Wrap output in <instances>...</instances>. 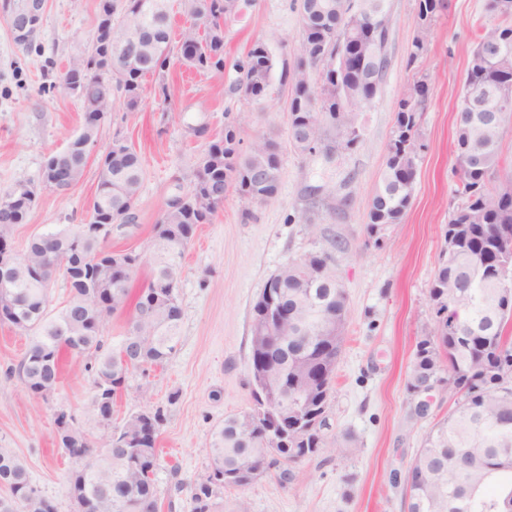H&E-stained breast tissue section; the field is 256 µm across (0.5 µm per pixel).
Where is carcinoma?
Masks as SVG:
<instances>
[{
  "instance_id": "carcinoma-1",
  "label": "carcinoma",
  "mask_w": 512,
  "mask_h": 512,
  "mask_svg": "<svg viewBox=\"0 0 512 512\" xmlns=\"http://www.w3.org/2000/svg\"><path fill=\"white\" fill-rule=\"evenodd\" d=\"M112 3V12L121 19L112 25L114 49H119L129 28L143 19L152 47L128 62V72L104 78L86 89L87 103L100 108L84 117L83 126L99 136L112 94L129 99L142 91V80L153 76L164 81L171 59L186 67L221 73L224 70V20L239 9L236 0H184V11L194 20H204L208 28L200 38L191 29L183 30V43L171 48L170 13L161 11L159 0H146L143 13L118 8L119 0H99L98 8ZM302 42L309 54L297 64L289 104L290 139L301 154L318 146L348 144L359 136L348 137L359 122L357 110L374 95L372 72L367 56L386 50L387 40L377 31L373 14L385 0H354V10L341 8L342 0H297ZM165 56L161 64L150 62L154 52ZM322 52L345 57L350 71L343 80L349 90L352 108L336 112L335 74L325 73L318 86L310 84L307 67L313 56ZM239 76H247L252 87L246 94L255 97L256 89H268L273 70L257 61L251 48L236 66ZM512 77V52L486 68L468 71L465 85L478 83L487 89ZM326 107L325 118L317 117L316 106ZM505 126L493 112L460 109L455 131L454 190L459 203L448 220L453 247L439 268L430 298L436 306L435 334L416 345L415 363L407 383L414 395L423 385L448 382L461 392L456 409L427 435L414 459L421 478L408 484V512H512V337L507 324L512 322V305L503 309L497 303L500 269L486 266L480 255L490 254L503 228L512 232V193L496 196L484 188L488 177L504 166L500 151ZM64 162L81 180L86 159L70 142ZM471 154L481 159L476 169L466 168ZM418 158L408 156L397 141L388 145L381 185L374 193L369 224H399L408 209L414 190ZM143 179L139 155L129 146L111 154L100 171L99 192L93 202L92 217L117 221L133 217ZM280 162L275 144L263 140L249 152L224 157V137L213 140L202 155L191 191H226L233 186L248 200L257 201L272 189L279 191ZM217 207L203 215L190 207L171 206L164 221L155 226L153 269L147 283L135 298L124 336L118 347L110 348L103 339L105 326L102 306L112 303V311L125 308L129 301L130 278H121L116 269H136L140 257L128 253L113 264L97 263L86 278L80 279L73 267L62 270L57 259L67 254L80 261L109 249L107 239L89 233L73 248L75 229L64 227L33 236L22 258L24 270L8 283L9 324L29 336V344L19 364L18 375L25 389L35 398L47 399L55 390L66 354L86 358L90 397L88 419L103 428L100 438L104 452H97L87 432L74 426L73 416L60 408L54 414L55 426L70 427V441L84 448L76 458L81 467L69 477V495L74 507L91 505L90 512H157L160 469L158 438L166 419L163 409L154 410L155 431L142 427L140 414L131 415L120 427L104 422L99 409L100 393L115 398L127 388L134 373L146 372L162 364L176 350L180 336L182 309L178 296L160 298L172 287L169 276L178 270L180 260L198 224H208ZM61 274L69 297L58 308H49V290ZM281 303L288 312L284 331L288 345L276 347L272 357L303 385L308 386L304 402L310 414L320 418L312 434L294 431L285 443L266 447L263 427L247 429L255 420L254 411L224 418L209 443L207 474L192 487L195 512H212L215 499L224 489L240 486L238 472L250 461L274 469L276 481L284 486L294 476L293 465L318 453L323 438L333 373L320 375L311 353L336 363L343 337L326 345L317 338L321 312L336 303H345L344 289L336 287L332 257L310 252L300 263H288L280 271ZM448 362V378L439 376V361ZM0 512H56L44 498L26 500L23 494L34 487L20 458L9 448H0Z\"/></svg>"
}]
</instances>
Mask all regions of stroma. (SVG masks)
I'll use <instances>...</instances> for the list:
<instances>
[{
    "mask_svg": "<svg viewBox=\"0 0 512 512\" xmlns=\"http://www.w3.org/2000/svg\"><path fill=\"white\" fill-rule=\"evenodd\" d=\"M487 0H446L428 47L410 61L418 34L417 0H386L388 69L372 106L361 113L364 139L352 151L299 154L288 134L292 85L286 72L300 59V22L293 0H245L224 24V71L172 67L165 81L143 80V102L115 99L90 146L81 181L68 193H43L26 223L12 231L16 250L36 234L88 221L100 164L113 138L141 157L144 179L135 219L116 224L108 244L139 254L129 283L138 293L151 274L155 226L169 202L186 193L207 144L236 122L241 150L275 142L281 158L277 195L265 202L224 196L211 223L198 225L177 273L182 308L175 353L160 367L134 374L115 400L113 425L147 408H163L158 446V512H193L191 485L205 475L208 444L225 416L253 406L249 376L252 307L267 279L286 261L325 250L347 295L344 343L336 363L324 447L295 467L281 486L263 476L228 488L219 512H407L405 479L432 425L454 407L447 386L426 392L427 416L415 413L406 390L416 344L433 335L429 288L448 250L455 206L454 134L463 78L476 38L495 19ZM96 0H45L40 31L29 49L15 45L0 0V194L17 181L36 183L47 159L63 150L83 123V104L57 89L77 50L96 37ZM274 57L268 97L257 102L237 85L236 62L256 41ZM423 79L429 95L421 115L423 149L414 191L401 223L368 226L399 101ZM27 346L19 330L0 323V448L25 462L34 485L57 512H74L68 477L78 464L57 443L54 413L69 411L88 427L84 361L66 358L48 399L32 397L18 377Z\"/></svg>",
    "mask_w": 512,
    "mask_h": 512,
    "instance_id": "stroma-1",
    "label": "stroma"
}]
</instances>
